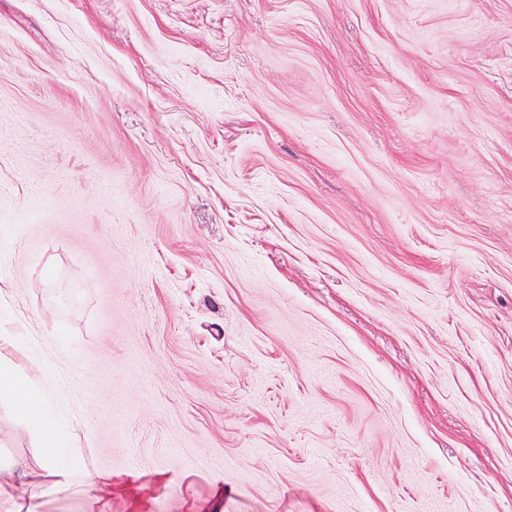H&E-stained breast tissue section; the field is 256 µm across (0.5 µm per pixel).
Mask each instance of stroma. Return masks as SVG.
I'll use <instances>...</instances> for the list:
<instances>
[{
  "instance_id": "obj_1",
  "label": "stroma",
  "mask_w": 512,
  "mask_h": 512,
  "mask_svg": "<svg viewBox=\"0 0 512 512\" xmlns=\"http://www.w3.org/2000/svg\"><path fill=\"white\" fill-rule=\"evenodd\" d=\"M0 256L36 512H512V0H0ZM14 344V336H0V402L17 407L27 419L31 430L55 448L39 470L72 476L68 463L69 446L63 440L61 427L50 403L34 394L33 382L17 370L6 351Z\"/></svg>"
}]
</instances>
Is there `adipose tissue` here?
<instances>
[{
	"mask_svg": "<svg viewBox=\"0 0 512 512\" xmlns=\"http://www.w3.org/2000/svg\"><path fill=\"white\" fill-rule=\"evenodd\" d=\"M13 344V337L0 336V402L17 407L25 415L31 430L54 447L39 469L0 465V496L17 498L26 487L37 483L42 472L67 475L71 468L68 445L50 403L36 395L33 382L22 376L6 355Z\"/></svg>",
	"mask_w": 512,
	"mask_h": 512,
	"instance_id": "adipose-tissue-1",
	"label": "adipose tissue"
}]
</instances>
